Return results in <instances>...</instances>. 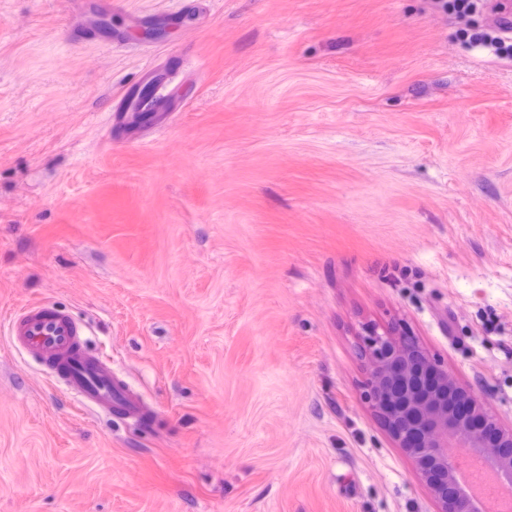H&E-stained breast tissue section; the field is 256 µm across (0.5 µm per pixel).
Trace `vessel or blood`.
Here are the masks:
<instances>
[{"label":"vessel or blood","mask_w":512,"mask_h":512,"mask_svg":"<svg viewBox=\"0 0 512 512\" xmlns=\"http://www.w3.org/2000/svg\"><path fill=\"white\" fill-rule=\"evenodd\" d=\"M8 332L14 346L41 358L63 380L79 409L100 408L138 423L149 420L140 394L88 347L82 325L70 315L36 300L22 307Z\"/></svg>","instance_id":"1"}]
</instances>
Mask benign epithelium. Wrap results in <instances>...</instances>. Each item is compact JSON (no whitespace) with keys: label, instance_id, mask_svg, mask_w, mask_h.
<instances>
[{"label":"benign epithelium","instance_id":"benign-epithelium-1","mask_svg":"<svg viewBox=\"0 0 512 512\" xmlns=\"http://www.w3.org/2000/svg\"><path fill=\"white\" fill-rule=\"evenodd\" d=\"M359 354L369 372L365 400L412 460L437 512H482L450 448L512 485V426L501 424L473 390L460 388L412 335L367 325Z\"/></svg>","mask_w":512,"mask_h":512}]
</instances>
